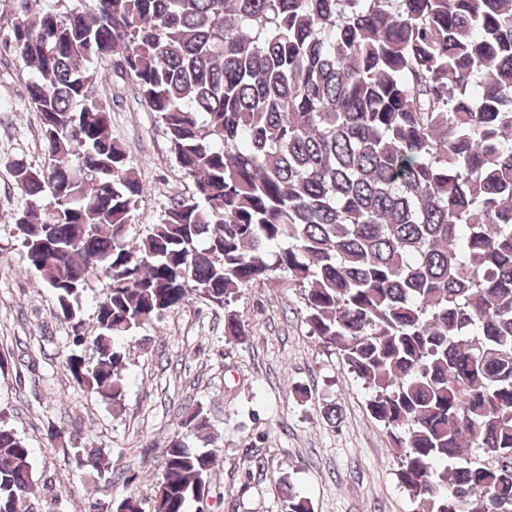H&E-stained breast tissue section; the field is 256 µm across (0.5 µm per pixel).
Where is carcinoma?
I'll list each match as a JSON object with an SVG mask.
<instances>
[{
    "instance_id": "obj_1",
    "label": "carcinoma",
    "mask_w": 512,
    "mask_h": 512,
    "mask_svg": "<svg viewBox=\"0 0 512 512\" xmlns=\"http://www.w3.org/2000/svg\"><path fill=\"white\" fill-rule=\"evenodd\" d=\"M17 0L48 164L14 161L27 269L73 325L69 378L122 407L119 341L194 300L249 326L280 274L309 333L370 390L416 512H512V0ZM115 58L162 121L189 195L128 239L144 195L93 93ZM108 280L83 331L89 280ZM163 451L153 512L211 493L200 406ZM466 448L487 460L462 467ZM79 469H107L74 449ZM31 450L0 420V512H29ZM142 512L134 493L91 512ZM281 512H311L293 490Z\"/></svg>"
}]
</instances>
